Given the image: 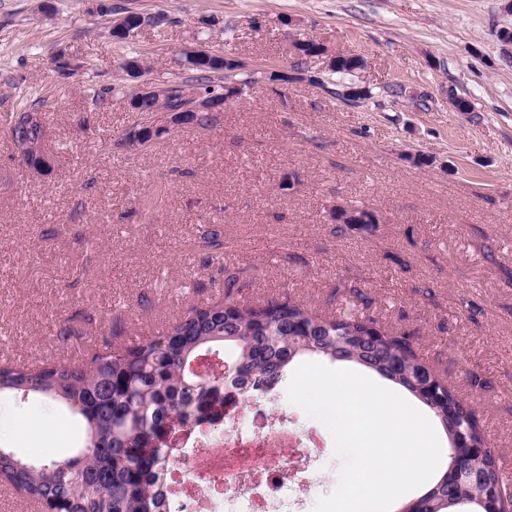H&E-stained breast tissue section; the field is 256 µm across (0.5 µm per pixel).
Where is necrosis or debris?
<instances>
[{
	"instance_id": "4bbe7bcc",
	"label": "necrosis or debris",
	"mask_w": 512,
	"mask_h": 512,
	"mask_svg": "<svg viewBox=\"0 0 512 512\" xmlns=\"http://www.w3.org/2000/svg\"><path fill=\"white\" fill-rule=\"evenodd\" d=\"M320 448L315 435L250 408L229 383L218 415L194 425L161 476L181 512H296L306 484L286 472L312 466Z\"/></svg>"
}]
</instances>
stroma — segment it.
<instances>
[{"label":"stroma","mask_w":512,"mask_h":512,"mask_svg":"<svg viewBox=\"0 0 512 512\" xmlns=\"http://www.w3.org/2000/svg\"><path fill=\"white\" fill-rule=\"evenodd\" d=\"M161 19L121 40L114 17ZM512 0H0V347L21 364L88 360L161 335L193 304L289 297L322 313L354 305L398 334L469 402L512 462ZM361 58L351 104L307 83L258 81L217 125L178 126L131 151L122 101L94 93L141 58L149 77L205 43L251 69L302 64L291 35ZM73 68L61 72L58 57ZM470 104L456 111L452 98ZM45 115L51 169L28 168L5 136L20 106ZM381 221L338 232L337 202ZM219 225L223 251L200 243ZM485 386L473 392L471 377ZM324 448L305 512L339 483L325 425L279 393ZM75 419L0 398V438L35 459L70 456Z\"/></svg>","instance_id":"obj_1"}]
</instances>
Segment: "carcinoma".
Wrapping results in <instances>:
<instances>
[{"instance_id":"carcinoma-1","label":"carcinoma","mask_w":512,"mask_h":512,"mask_svg":"<svg viewBox=\"0 0 512 512\" xmlns=\"http://www.w3.org/2000/svg\"><path fill=\"white\" fill-rule=\"evenodd\" d=\"M180 66L191 78L174 80L167 105L180 107L185 95L220 94L224 100L247 94L255 75L236 72L231 55H214L200 64L187 58ZM363 66L357 56L334 60L333 73L346 77ZM31 104L12 114V143L43 136ZM212 112L194 111L183 125L208 129ZM224 302L192 306L153 340L98 352L93 372L62 362L32 368L0 361V396H13L64 408L81 419L85 442L66 460H31L0 446V484L51 512H176L159 484L158 468L171 449L162 444L174 424L224 403L230 375L278 387L295 361L317 356L357 366L387 380L429 409L448 440L450 463L443 475L398 512H486L494 491L505 489L488 434L469 406L429 374L410 337L385 332L378 322L344 310L319 315L290 298L242 306L240 276L224 268ZM234 360L227 373L198 378L191 362L201 356Z\"/></svg>"}]
</instances>
